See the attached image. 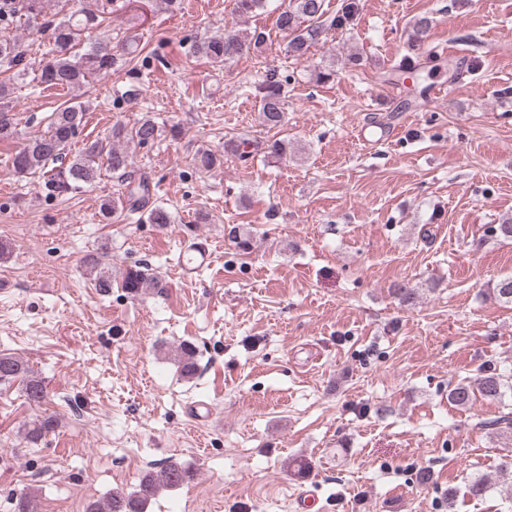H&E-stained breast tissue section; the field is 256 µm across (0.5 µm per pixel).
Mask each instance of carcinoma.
<instances>
[{
  "instance_id": "1",
  "label": "carcinoma",
  "mask_w": 512,
  "mask_h": 512,
  "mask_svg": "<svg viewBox=\"0 0 512 512\" xmlns=\"http://www.w3.org/2000/svg\"><path fill=\"white\" fill-rule=\"evenodd\" d=\"M76 9L60 18L47 16V0H0V25L7 28L20 19H25L29 28L44 39L47 49L41 61L38 82L48 87L71 89L80 87L97 77L106 75L120 59L118 47L108 37H101L90 43L85 52L76 50L77 42L84 33L97 29L105 3L102 0H66ZM267 0H233V10L240 16H248L265 7ZM360 11V0H342L336 15L326 16L325 0H288L276 18V26L288 38L289 55L300 58L311 47L324 42L329 31L347 27L356 20ZM264 38L259 34L230 30L218 37L209 38L196 44L195 52L208 58L212 63L222 65L250 50H257ZM24 53L11 39H0V62L9 67L24 64ZM13 87L0 83V139L16 134V119L11 96ZM87 106L82 103L65 105L51 113L47 131L31 137L15 152L12 168L20 175L47 174L49 167L66 157L67 146L82 126ZM260 123L270 129L286 123V102L282 84L269 78L263 87L259 110ZM162 128L151 117H145L135 127L132 137L140 144H147L158 137ZM120 130H113L106 136L85 146L83 151L70 160L69 165L53 174L47 187L54 193H63L74 183L93 184L101 175V169L121 179L130 176L131 165L128 153L112 143L119 139ZM237 149V157L248 161L258 154L283 159L288 153V141L275 140L271 143L243 140ZM143 213L152 224L161 226L171 223V216L161 205L151 202V187L148 178H141L131 186L125 198L102 200L101 211L105 216L118 211ZM89 275L94 277L95 286L106 293L112 288L107 255H90L85 260ZM158 287L153 276L141 268H129L123 278V288L132 296L147 294ZM196 348L183 342L179 345V369L181 376L191 379L196 373ZM22 383V390L29 404L40 406L46 402L48 392L43 382L30 374L24 362L10 355H0V383L14 381ZM509 386L496 367L485 366L473 382L460 381L448 390V400L460 407L470 406L477 397L503 401ZM58 426V420L46 416L25 429L24 439L29 444L40 441L48 432ZM194 477L193 471L177 461H169L155 475L145 474L136 490L129 494L114 493L104 503L90 505L88 512H144L145 506L158 492L159 485L174 488L184 485Z\"/></svg>"
}]
</instances>
